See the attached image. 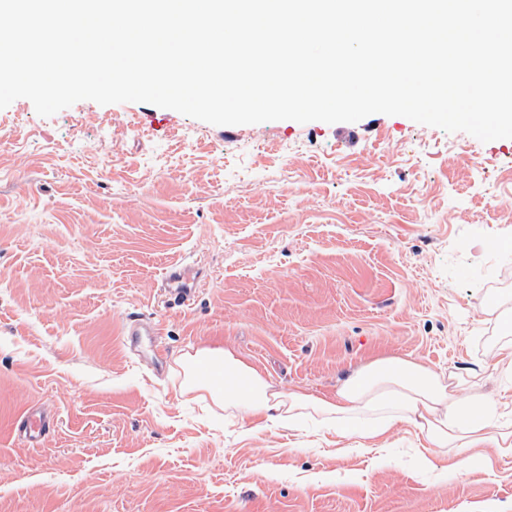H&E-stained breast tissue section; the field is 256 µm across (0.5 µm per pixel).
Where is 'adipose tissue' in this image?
Instances as JSON below:
<instances>
[{"label": "adipose tissue", "instance_id": "obj_1", "mask_svg": "<svg viewBox=\"0 0 512 512\" xmlns=\"http://www.w3.org/2000/svg\"><path fill=\"white\" fill-rule=\"evenodd\" d=\"M182 367L188 387L205 391L215 404L274 423L295 424L310 410L338 435L374 439L406 422L419 428L431 448L457 457L463 470L480 448L512 457V431L488 421L481 396L458 394L438 373L398 358L349 377L332 400L275 391L256 368L222 350L185 355Z\"/></svg>", "mask_w": 512, "mask_h": 512}]
</instances>
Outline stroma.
<instances>
[{"instance_id":"35a3bbf8","label":"stroma","mask_w":512,"mask_h":512,"mask_svg":"<svg viewBox=\"0 0 512 512\" xmlns=\"http://www.w3.org/2000/svg\"><path fill=\"white\" fill-rule=\"evenodd\" d=\"M512 139L403 116L216 126L146 103L0 109V512H512V457L465 473L408 423L375 445L186 391L228 350L335 395L399 357L512 427ZM193 300L179 307L162 273ZM161 321V373L127 352ZM53 411L44 447L12 438ZM55 427L51 412L36 405L25 407L14 419L10 433L31 448H40L47 441Z\"/></svg>"}]
</instances>
